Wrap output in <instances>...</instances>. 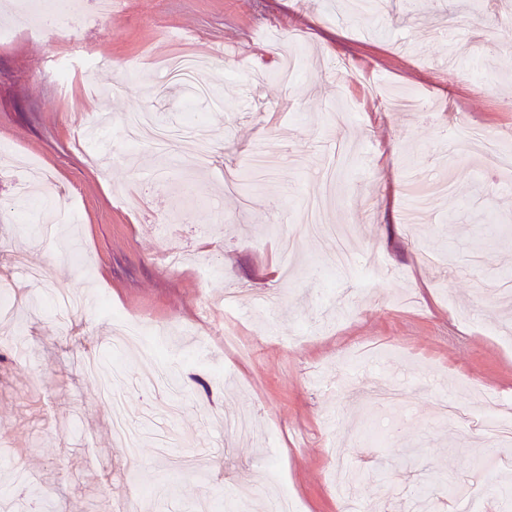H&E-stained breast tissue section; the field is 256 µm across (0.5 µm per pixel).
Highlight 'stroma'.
Instances as JSON below:
<instances>
[{
	"label": "stroma",
	"mask_w": 512,
	"mask_h": 512,
	"mask_svg": "<svg viewBox=\"0 0 512 512\" xmlns=\"http://www.w3.org/2000/svg\"><path fill=\"white\" fill-rule=\"evenodd\" d=\"M342 2L82 0L38 36L0 14V512H512V438L479 425L512 398V170L453 145L461 119L512 147V0ZM176 54L225 104L128 152L126 113L181 125ZM257 143L283 163L246 188ZM33 173L69 223L23 222ZM321 192L380 268L337 275L302 221ZM227 289L270 297L241 363L210 329Z\"/></svg>",
	"instance_id": "1"
}]
</instances>
